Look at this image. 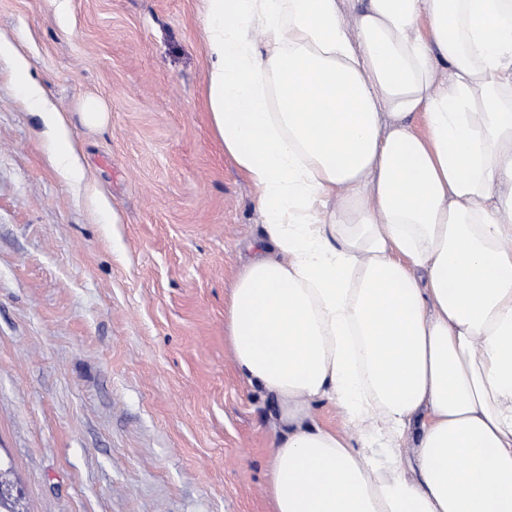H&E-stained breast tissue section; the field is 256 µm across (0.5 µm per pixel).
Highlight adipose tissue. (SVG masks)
Wrapping results in <instances>:
<instances>
[{
  "instance_id": "adipose-tissue-1",
  "label": "adipose tissue",
  "mask_w": 512,
  "mask_h": 512,
  "mask_svg": "<svg viewBox=\"0 0 512 512\" xmlns=\"http://www.w3.org/2000/svg\"><path fill=\"white\" fill-rule=\"evenodd\" d=\"M344 4L204 0L208 108L264 226L226 338L279 408L275 512H512V0H367L353 30ZM310 413L313 422L318 426L336 431L354 446L358 444L360 432L348 423L346 414L337 403L327 399L316 400L311 403Z\"/></svg>"
}]
</instances>
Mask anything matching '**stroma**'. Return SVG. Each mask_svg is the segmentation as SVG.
Listing matches in <instances>:
<instances>
[{"label":"stroma","mask_w":512,"mask_h":512,"mask_svg":"<svg viewBox=\"0 0 512 512\" xmlns=\"http://www.w3.org/2000/svg\"><path fill=\"white\" fill-rule=\"evenodd\" d=\"M202 12L0 0V458L25 512H274L277 403L225 339L264 229L206 107ZM22 60L82 183L51 162ZM89 97L102 126L81 119ZM19 83L28 102L41 111L46 125L62 145L61 162L64 174L75 181L83 180L85 169L81 163L79 149L70 139L65 119L59 112H54L45 105L41 90L28 84L24 74L21 75Z\"/></svg>","instance_id":"35a3bbf8"}]
</instances>
